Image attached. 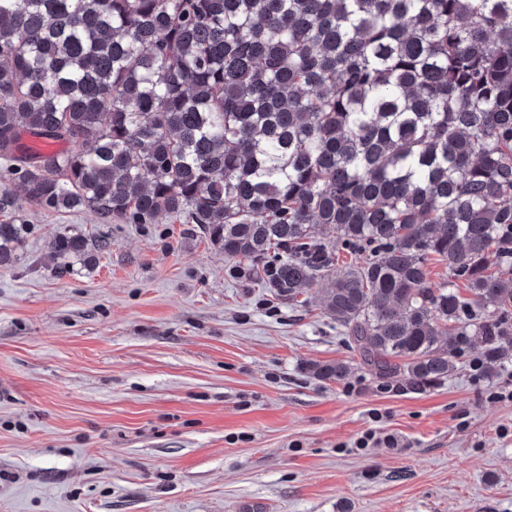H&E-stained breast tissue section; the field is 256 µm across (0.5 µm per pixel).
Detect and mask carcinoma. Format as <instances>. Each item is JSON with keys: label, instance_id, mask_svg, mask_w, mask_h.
I'll return each mask as SVG.
<instances>
[{"label": "carcinoma", "instance_id": "1", "mask_svg": "<svg viewBox=\"0 0 512 512\" xmlns=\"http://www.w3.org/2000/svg\"><path fill=\"white\" fill-rule=\"evenodd\" d=\"M1 160L0 267L29 207L165 215L279 299L326 282L388 383L512 360V0H0ZM55 257L95 260L80 232Z\"/></svg>", "mask_w": 512, "mask_h": 512}]
</instances>
